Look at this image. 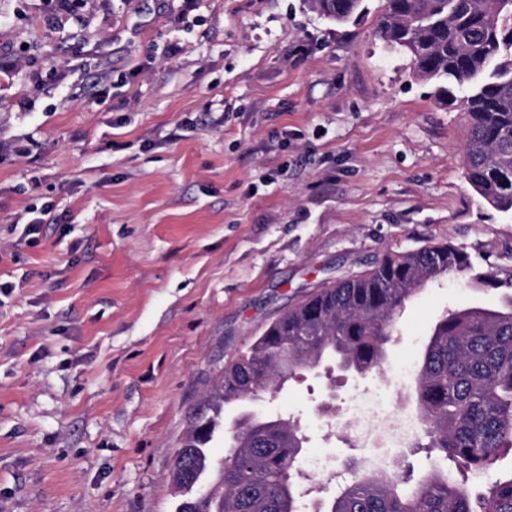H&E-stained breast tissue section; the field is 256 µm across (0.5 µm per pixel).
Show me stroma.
<instances>
[{
	"instance_id": "1",
	"label": "stroma",
	"mask_w": 512,
	"mask_h": 512,
	"mask_svg": "<svg viewBox=\"0 0 512 512\" xmlns=\"http://www.w3.org/2000/svg\"><path fill=\"white\" fill-rule=\"evenodd\" d=\"M310 0H0V512H175L178 442L233 355L323 284L431 240L512 278V215L462 166L467 121L377 34ZM181 47L170 55L172 44ZM53 205L45 237L13 224ZM500 292L451 276L412 298L365 377L323 360L250 409L294 416L328 481L422 448L362 444L321 410L409 383L448 310Z\"/></svg>"
}]
</instances>
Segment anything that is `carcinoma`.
<instances>
[{
  "instance_id": "1",
  "label": "carcinoma",
  "mask_w": 512,
  "mask_h": 512,
  "mask_svg": "<svg viewBox=\"0 0 512 512\" xmlns=\"http://www.w3.org/2000/svg\"><path fill=\"white\" fill-rule=\"evenodd\" d=\"M363 0H312L345 24ZM378 36L410 54L415 72L466 114L463 165L478 195L512 214V0H382ZM451 274L483 280L470 255L449 242L387 252L366 271L325 285L277 316L243 352L224 363L180 446L169 483L184 493L192 477L217 471L208 494L186 497L175 512H307L303 448L294 420L251 416L215 462L208 444L221 404L278 388L327 354L364 376L382 369L407 301ZM497 310L470 307L438 320L413 389L425 448L448 467L411 478L394 465L372 468L340 486L319 512H512V473L487 479L512 448V281Z\"/></svg>"
}]
</instances>
